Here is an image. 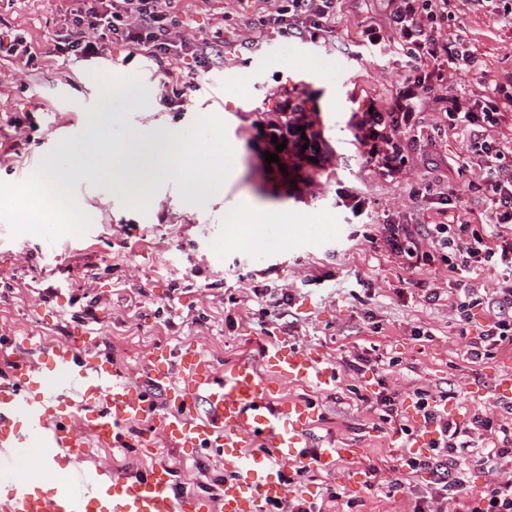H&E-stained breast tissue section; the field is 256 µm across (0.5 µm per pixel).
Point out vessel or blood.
Here are the masks:
<instances>
[{
  "label": "vessel or blood",
  "instance_id": "1",
  "mask_svg": "<svg viewBox=\"0 0 512 512\" xmlns=\"http://www.w3.org/2000/svg\"><path fill=\"white\" fill-rule=\"evenodd\" d=\"M11 345L14 358L0 368V479L13 475L11 449L37 444L36 466L44 470L61 452L120 444L126 425L142 420L171 446L214 450L224 459L226 479L214 505L178 491L175 470L159 463L140 475L111 476L112 496L105 500L107 467L84 468L51 498L17 488L0 512H273L278 505L310 500L290 483L293 468L332 470L355 457L350 448H314L307 438L313 415L308 401L276 400L280 379L321 388L336 382L334 369L322 359L286 345L267 350L266 374L248 363L217 371L194 349L152 350L140 370L163 391L160 409L131 373L102 353L95 329L51 345L32 336Z\"/></svg>",
  "mask_w": 512,
  "mask_h": 512
}]
</instances>
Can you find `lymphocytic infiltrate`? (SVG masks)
I'll list each match as a JSON object with an SVG mask.
<instances>
[{
	"label": "lymphocytic infiltrate",
	"mask_w": 512,
	"mask_h": 512,
	"mask_svg": "<svg viewBox=\"0 0 512 512\" xmlns=\"http://www.w3.org/2000/svg\"><path fill=\"white\" fill-rule=\"evenodd\" d=\"M181 0H73L71 24L56 33L54 47L68 57L88 60L100 57L103 40L123 45L129 57H144L158 67L193 57L202 71L224 62V39H187L181 36ZM338 0H235V12L252 17L251 32L240 49L256 52L264 36L273 34L322 48L336 44L340 18ZM456 0H387L386 21L376 25L360 21L356 38L369 49L391 52L402 58V81L382 99H368L366 107L349 118L359 158L368 171L394 183L408 161L407 134L422 124L426 102L439 106L449 128L470 132L469 149L478 156L483 194L488 204V234L458 222L455 212L462 203L450 185L420 183L409 186L411 199L427 203L432 216L416 228L383 218L381 239L387 250L404 259L409 270L419 261L434 257L448 264L449 272L477 274L486 264L509 271L497 291V310L488 320L479 342L472 345L471 360L488 357L499 346L512 342V146L493 139L490 128L512 118V82L490 84L483 77L480 57L466 32L449 35L448 19ZM479 90L467 94L463 81ZM311 94L284 93L274 110L258 113L251 126L264 150L277 152L279 161L271 173L280 174L291 186L313 187L316 174L333 164V152L325 140L312 105ZM285 149H277L276 140ZM417 408L438 437L430 452L401 458L402 476L426 469L429 488L417 496L412 512H512V477L496 480L485 490L465 495L463 473L475 452L488 449L490 457L512 459V423L488 414H474L470 429L459 428L440 414L438 399L430 390L417 389Z\"/></svg>",
	"instance_id": "lymphocytic-infiltrate-1"
}]
</instances>
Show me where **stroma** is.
I'll list each match as a JSON object with an SVG mask.
<instances>
[{
	"label": "stroma",
	"mask_w": 512,
	"mask_h": 512,
	"mask_svg": "<svg viewBox=\"0 0 512 512\" xmlns=\"http://www.w3.org/2000/svg\"><path fill=\"white\" fill-rule=\"evenodd\" d=\"M70 5V0H0V32L23 31L41 52L32 67L0 62V114L31 115L24 135L0 126V181L23 183L61 141L63 130H74L71 144L81 142L94 113L104 109L107 75L135 94L148 129L178 135L197 118L230 116L247 98L253 99L254 111L271 109L277 94L292 89L291 75L316 70L321 78L311 89L320 110L333 111L336 121L324 131L334 165L317 176L311 189H289L263 167L252 141L254 112H240L242 133L230 139L234 159L226 191L204 206L186 203L169 179L156 186V201L143 215L126 205L140 197L139 189L118 192L107 179L90 177L74 185L77 203L91 219L83 235L69 234L52 245L32 234L12 237L0 220V339L33 332L45 342H60L90 323L102 338V352L132 373L156 346L198 347L224 370L241 361L262 366L264 350L281 342L321 352L335 370V385L323 390L284 381L279 396L312 404L316 445L346 446L358 455L332 471L311 469L301 476L302 487L318 503L337 493L334 512H411L431 477L421 471L394 485L392 466L406 454L405 437L378 418L379 380L396 391L413 436L425 433L415 410L420 388L452 391L445 410L449 420L464 426L480 411L502 414L497 387L502 375L512 374V343L488 358L469 360L467 351L491 306L474 307L469 324L459 326L451 307L455 280L442 261L426 264L416 284L406 285L404 259L371 243L378 225L360 223L336 204L337 187L347 185L374 199L376 212L403 224L419 222L426 207L362 166L348 128L361 94L386 95L402 72L393 61L362 51L355 39L357 21L384 20L383 0H343L340 40L335 47L317 49L315 56L295 55L293 42L286 41L257 69L248 55L230 54L223 68L210 73L188 58L169 76L149 61L127 59L116 43L107 44L97 59L57 57L53 36L65 27ZM184 6L190 35L219 30L232 41L247 32L245 20L233 14L232 0H184ZM460 27L480 50L488 77L512 79V29L493 26L470 4L461 5L458 19L448 23L449 32ZM176 89L183 93V105L164 104ZM424 117L404 179L456 186L464 200L460 222L480 228L487 204L478 187V166L458 167L466 150L463 133L449 129L433 135L439 116L429 107ZM243 199L259 210L289 215L267 224L265 250H251L225 235L224 218ZM307 275L312 278L308 284L303 281ZM275 283L286 284L292 299L261 312L247 290ZM429 288L438 293L431 303L424 297ZM91 296L99 304L89 316L85 309ZM358 353L369 362L350 370ZM146 429L143 423L126 428L121 448L61 453L52 467L69 473L106 464L133 475L165 460L176 469L181 488L209 495L212 480L224 473L221 458L205 449L144 441ZM375 467L380 470L376 477L371 474Z\"/></svg>",
	"instance_id": "1"
}]
</instances>
